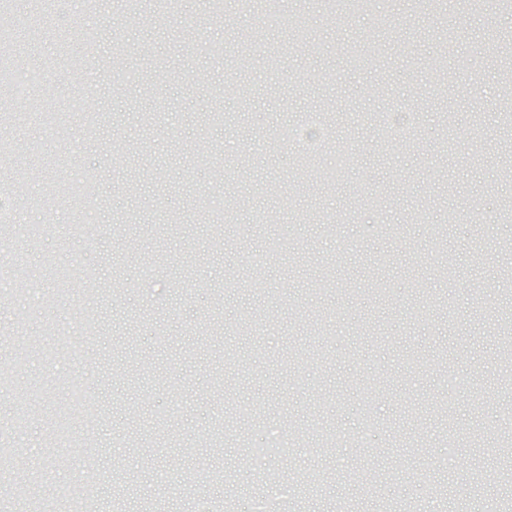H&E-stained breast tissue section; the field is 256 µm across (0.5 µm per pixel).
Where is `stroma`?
<instances>
[{"mask_svg":"<svg viewBox=\"0 0 512 512\" xmlns=\"http://www.w3.org/2000/svg\"><path fill=\"white\" fill-rule=\"evenodd\" d=\"M44 13L24 53L46 76L0 142L57 181L18 191L0 159V439L48 498L58 463L39 403L93 399L100 512H486L512 499V57L473 18L376 0L337 26L319 0L277 25L236 0H80ZM85 97L73 119L59 98ZM322 114L333 183L297 179L296 131ZM152 138L151 156L135 143ZM98 186L85 239L72 186ZM191 262L199 285L180 286ZM254 410L243 428L238 405ZM291 417V445L261 447Z\"/></svg>","mask_w":512,"mask_h":512,"instance_id":"stroma-1","label":"stroma"}]
</instances>
